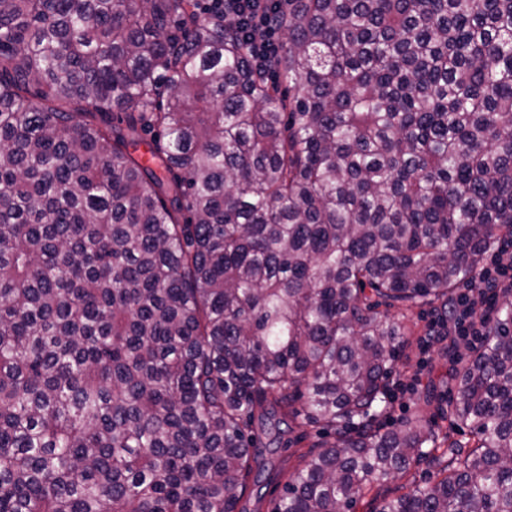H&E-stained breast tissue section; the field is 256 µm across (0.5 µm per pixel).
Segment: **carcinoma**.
<instances>
[{
  "instance_id": "carcinoma-1",
  "label": "carcinoma",
  "mask_w": 512,
  "mask_h": 512,
  "mask_svg": "<svg viewBox=\"0 0 512 512\" xmlns=\"http://www.w3.org/2000/svg\"><path fill=\"white\" fill-rule=\"evenodd\" d=\"M204 4L0 0V512H247L265 436L269 512H512L511 308L378 422L512 237V0H286L275 81ZM496 247L488 252L485 260V264H488H484L476 276L482 287L476 291L466 289L459 292L450 306L448 321H434L432 336L440 340L448 338V341L435 342L428 352H421V339L427 334L431 319L440 313L433 306L425 305L404 312V318L398 310L391 311L406 325L408 336H405V345L398 353L396 371L391 378V387L395 382L401 383L404 395L396 402L401 388L392 390L391 403H396L390 405V412L385 418L388 427L416 413L418 407L427 416L437 413L436 404L429 407L424 404L421 392L431 380L438 383L447 372L457 368L460 358L472 355V352L463 351L453 359L449 354L445 355L444 348L449 343L454 350L476 349L481 336H484L485 320L497 308L502 296L512 291V238L500 239ZM505 301L504 298L500 303ZM435 480L434 474L432 470H430L425 465H420L418 467L412 468L410 473L402 480L398 481H384L375 484V488L373 491L364 499L362 503H360L357 507V512H369L370 509L378 507L380 502L384 496L392 497L394 495L405 492L406 490H400L399 492H395L394 489L396 486L401 484H407L409 486L419 485H432ZM377 495L375 500H372L373 497Z\"/></svg>"
}]
</instances>
